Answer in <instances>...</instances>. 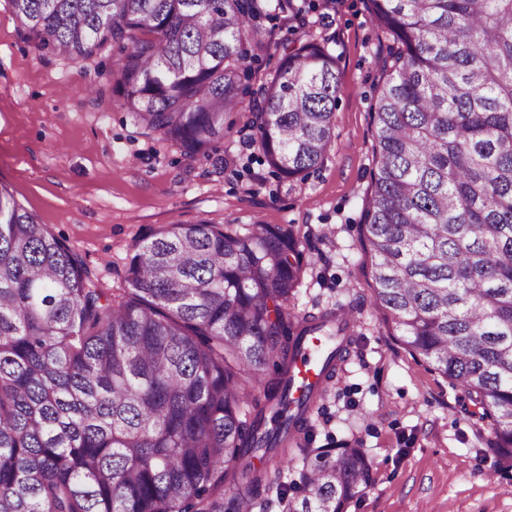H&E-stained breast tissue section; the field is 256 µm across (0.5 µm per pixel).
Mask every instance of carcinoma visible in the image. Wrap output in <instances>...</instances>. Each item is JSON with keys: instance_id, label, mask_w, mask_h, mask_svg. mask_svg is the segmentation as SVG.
Listing matches in <instances>:
<instances>
[{"instance_id": "1", "label": "carcinoma", "mask_w": 512, "mask_h": 512, "mask_svg": "<svg viewBox=\"0 0 512 512\" xmlns=\"http://www.w3.org/2000/svg\"><path fill=\"white\" fill-rule=\"evenodd\" d=\"M10 2L25 39L67 60L121 46L125 111L214 172L224 113L245 93L271 172L294 180L324 163L339 78L306 3ZM369 3L393 41L364 214L374 305L472 404L512 473V0ZM281 14L303 35L248 91ZM304 265L298 240L269 224H167L135 246L119 297L0 186V512H224L230 488V512L257 499L344 512L372 483L366 453L311 448L308 407L288 414L301 339L325 337L328 378L341 353L335 316L294 312Z\"/></svg>"}]
</instances>
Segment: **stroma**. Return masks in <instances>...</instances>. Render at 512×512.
<instances>
[{"instance_id":"35a3bbf8","label":"stroma","mask_w":512,"mask_h":512,"mask_svg":"<svg viewBox=\"0 0 512 512\" xmlns=\"http://www.w3.org/2000/svg\"><path fill=\"white\" fill-rule=\"evenodd\" d=\"M310 32L337 58L335 139L302 180L272 175L252 144L246 104L224 115L222 174L147 134L120 105L107 48L73 62L37 48L0 0V184L120 292L135 244L167 224L257 222L292 230L307 264L296 312L352 308V342L312 415L313 447L364 448L373 482L346 512H512L486 433L458 393L412 355L374 305L362 213L373 167L371 112L390 41L368 0H321Z\"/></svg>"}]
</instances>
